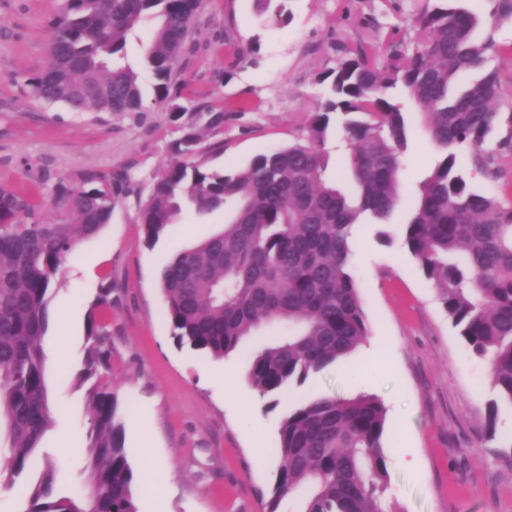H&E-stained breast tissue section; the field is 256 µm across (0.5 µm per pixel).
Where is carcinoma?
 I'll list each match as a JSON object with an SVG mask.
<instances>
[{
	"label": "carcinoma",
	"instance_id": "carcinoma-1",
	"mask_svg": "<svg viewBox=\"0 0 512 512\" xmlns=\"http://www.w3.org/2000/svg\"><path fill=\"white\" fill-rule=\"evenodd\" d=\"M486 2L481 15L462 0H438L413 18L423 31L416 40L397 29L344 46L320 78L326 98L311 113L307 135L226 173L197 158L201 131L223 132L224 103L187 109L176 103L182 87L172 81L202 0H63L50 19L49 62L28 79L35 95L72 112L149 111L139 74L123 60L128 38L151 21L144 64L156 80L154 103L169 107L180 137L146 194L131 164L43 176L51 182L50 221L32 195L0 186V430L8 449L0 485L10 489L42 470L24 512H141L118 399L103 384L87 388L85 481L57 495L54 464L39 455L53 425L43 347L51 286L78 244L96 237L129 197L149 247L185 208L224 211V225L163 265L166 318L179 347L214 359L277 326L252 352L247 371L248 383L275 407L369 336L352 242L362 221L388 224L399 208L411 108L440 155L418 186L404 245L466 346L486 360L492 388L512 406V203L506 186L497 195L474 189L461 164L468 151L476 172L495 177L497 156L512 150L511 112L507 136L489 146L503 98L491 67L493 32L512 22V0ZM335 117L343 118L344 184L327 176ZM110 306L109 285L89 313L81 384L110 370L112 331L95 314ZM385 430L386 408L374 396H295L279 428L267 512L297 495L299 512H385Z\"/></svg>",
	"mask_w": 512,
	"mask_h": 512
}]
</instances>
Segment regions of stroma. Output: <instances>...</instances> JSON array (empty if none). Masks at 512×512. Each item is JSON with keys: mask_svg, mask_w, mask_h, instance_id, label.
I'll return each mask as SVG.
<instances>
[{"mask_svg": "<svg viewBox=\"0 0 512 512\" xmlns=\"http://www.w3.org/2000/svg\"><path fill=\"white\" fill-rule=\"evenodd\" d=\"M290 22L259 13L256 0H203L191 52L175 64L186 99L221 96L228 110L223 146L203 134L208 165L234 169L266 150L306 135L324 99L321 73L337 45L399 25L426 0H285ZM58 0H0V185L38 191L42 175L132 163L142 180L170 158L178 131L166 107L142 120L110 112H72L36 100L27 84L48 59L49 18ZM438 149L413 127L402 172L404 200L431 172ZM135 199L79 244L56 277L45 341L54 423L43 451L55 464L58 494L84 480L77 453L88 427L86 389L77 377L86 358L88 313L112 285V366L101 381L116 393L142 512H265L275 482L273 448L287 403L268 409L251 387L253 336L221 360L179 347L163 315V263L224 222L223 212L185 211L146 246ZM404 217L356 233L352 264L369 323L348 357L309 377L303 390L352 398L372 394L387 409L383 445L388 512H512V406L500 401L487 365L467 349L404 245ZM235 382L224 390L225 377ZM415 459L406 467L404 459Z\"/></svg>", "mask_w": 512, "mask_h": 512, "instance_id": "35a3bbf8", "label": "stroma"}]
</instances>
